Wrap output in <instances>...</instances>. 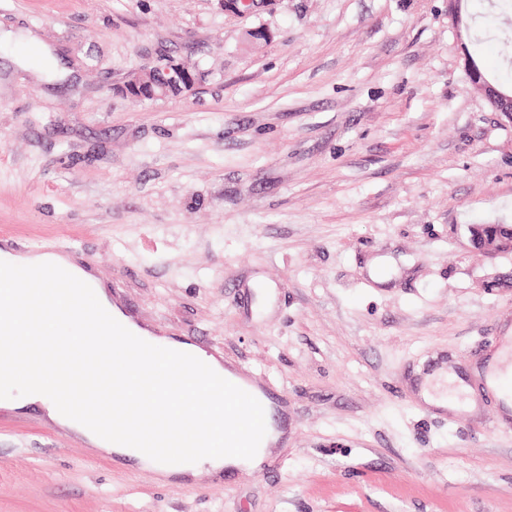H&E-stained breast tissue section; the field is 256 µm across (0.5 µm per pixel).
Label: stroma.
<instances>
[{"label":"stroma","mask_w":512,"mask_h":512,"mask_svg":"<svg viewBox=\"0 0 512 512\" xmlns=\"http://www.w3.org/2000/svg\"><path fill=\"white\" fill-rule=\"evenodd\" d=\"M468 8L460 40L448 0H0V231L73 246L127 315L288 411L265 471L162 482L40 405L0 409V512H512L494 393L456 414L410 395L430 355L475 376L512 317V252L468 231L512 224V119L465 67L512 86V12ZM164 58L192 92L121 93Z\"/></svg>","instance_id":"obj_1"}]
</instances>
